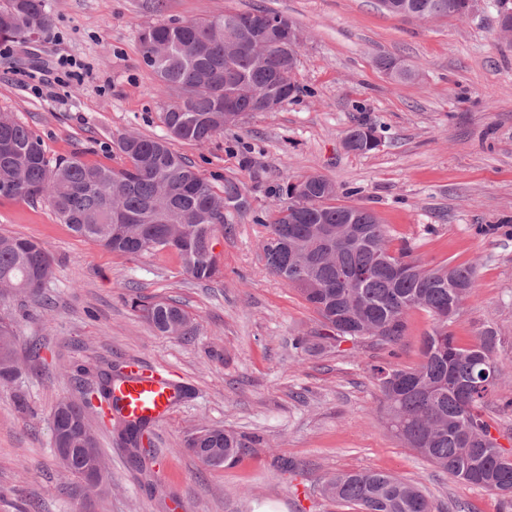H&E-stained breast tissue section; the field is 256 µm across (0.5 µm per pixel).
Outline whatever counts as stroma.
<instances>
[{
	"instance_id": "35a3bbf8",
	"label": "stroma",
	"mask_w": 512,
	"mask_h": 512,
	"mask_svg": "<svg viewBox=\"0 0 512 512\" xmlns=\"http://www.w3.org/2000/svg\"><path fill=\"white\" fill-rule=\"evenodd\" d=\"M46 9L54 22L36 43L0 54V113L36 131L53 160L78 153L118 169L113 137L164 135L163 94L140 54L149 24L229 9L287 15L303 34L299 90L205 145L176 146L248 200L227 217L217 245L223 272L213 281L189 280L173 256L114 255L61 224L45 201L0 198V234L40 242L54 258L42 298L0 302L22 356L19 377L0 386V512H353L327 500L322 484L361 470L415 484L440 512H499L490 492L441 472L388 431L370 373L381 351L349 342L314 355L293 348L318 317L267 273L259 249L277 197L321 174L340 202L372 209L413 256L476 262L474 295L450 329L463 345L497 331L507 368L498 396L512 398V41L498 33V0L433 20L389 16L376 0H46ZM63 55L89 66L85 79L36 93L33 66L49 70ZM382 55L414 67L416 78H390L376 65ZM360 121L374 124L380 141L366 154L344 146ZM134 293L178 301L193 317V339L155 331L130 308ZM431 329L425 312L410 316L399 366L421 362ZM134 360L168 370L184 390L150 427L155 460L145 472L114 428L90 414L112 491L89 500L51 446V411L96 385L98 370ZM72 366L80 381L68 379ZM204 425L257 442L210 467L183 448ZM287 459L300 469L285 471Z\"/></svg>"
}]
</instances>
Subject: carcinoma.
<instances>
[{"label": "carcinoma", "instance_id": "obj_1", "mask_svg": "<svg viewBox=\"0 0 512 512\" xmlns=\"http://www.w3.org/2000/svg\"><path fill=\"white\" fill-rule=\"evenodd\" d=\"M382 11L405 18H460L472 10L471 0H377ZM239 17L254 26L241 31L229 24ZM289 21L288 16L263 10L201 17L181 24H155L139 34L144 63L155 73L170 100L162 106L166 136L122 135L113 148L127 160L120 169L90 164L74 154L50 160L41 137L11 114L0 113V198L32 201L45 197L59 220L77 235L118 256L174 252L182 271L197 282H210L212 251L224 235L226 212L248 205L233 182L216 187L192 163L174 150L176 142L202 144L252 112L281 108L297 91L300 48L274 54L264 48L266 26ZM52 17L45 0H5L0 6V31L20 34L32 27L47 30ZM498 28L512 39V0H499ZM164 51L160 64L146 51ZM377 65L398 80L415 76L390 57ZM375 129L362 122L349 130L345 147L356 153L376 149ZM336 184L309 175L290 184L286 199L273 204L265 225L262 260L282 284L297 289L314 309L319 328L297 336L293 347L311 354L338 348L347 341H368L388 350V359L371 366L381 394L380 412L389 431L435 468L498 497L500 512H512V448L505 449L491 432L484 410L495 391L502 368L496 358L500 338L485 329L476 342L461 345L449 330L463 304L473 295L477 266L473 263L430 264L407 247H391L388 226L361 205L338 202ZM53 262L45 247L32 240L0 235V299L25 297L33 281L47 282ZM132 308L157 332L187 336L190 315L173 300L136 295ZM423 311L433 320L422 344V362L401 368L391 361L408 329V317ZM355 318L359 336L342 332ZM17 356L12 322L0 319V356ZM95 391L80 400H62L51 414L55 427H72L68 447L71 475L84 481L91 456L103 457L88 417L90 394L107 401L139 466L154 459L141 447L149 426L129 421L113 399L118 372L101 370ZM251 447L246 437L213 428L205 437L190 435L184 448L208 466L212 449H224V459ZM324 494L357 512H433V505L414 484L383 472L338 473L326 480Z\"/></svg>", "mask_w": 512, "mask_h": 512}]
</instances>
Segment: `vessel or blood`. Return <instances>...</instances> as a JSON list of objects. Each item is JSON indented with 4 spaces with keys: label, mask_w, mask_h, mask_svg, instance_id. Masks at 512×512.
<instances>
[{
    "label": "vessel or blood",
    "mask_w": 512,
    "mask_h": 512,
    "mask_svg": "<svg viewBox=\"0 0 512 512\" xmlns=\"http://www.w3.org/2000/svg\"><path fill=\"white\" fill-rule=\"evenodd\" d=\"M179 394V388L163 371L143 369L131 364L128 377L115 388L114 396L124 414L131 419L162 421Z\"/></svg>",
    "instance_id": "obj_1"
}]
</instances>
